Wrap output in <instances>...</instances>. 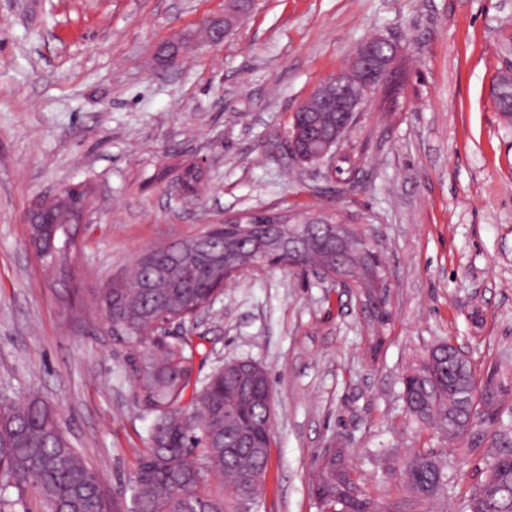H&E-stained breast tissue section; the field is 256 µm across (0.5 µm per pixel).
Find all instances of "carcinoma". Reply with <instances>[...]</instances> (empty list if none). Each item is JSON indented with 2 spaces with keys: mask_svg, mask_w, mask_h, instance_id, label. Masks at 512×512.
Masks as SVG:
<instances>
[{
  "mask_svg": "<svg viewBox=\"0 0 512 512\" xmlns=\"http://www.w3.org/2000/svg\"><path fill=\"white\" fill-rule=\"evenodd\" d=\"M510 71L511 64L496 78L493 97L500 114L512 121L501 97L509 90ZM181 181L186 194L194 195L203 181L200 168L184 167ZM325 230L300 219L220 224L198 250L191 239L150 250L136 260L132 274L96 289L95 309L111 319L113 344L136 351L135 398L153 418L133 475L131 512H226L228 502H242L241 488L254 497L262 490L272 438L263 395L267 374L256 375L260 365L251 360L229 362L193 389L194 412L186 414L182 400L194 375L196 346L184 337L153 335L157 323L184 322L212 304L216 264L278 261L286 268L299 254L310 265L343 273L361 296L378 303L370 331L379 335L388 321V289L380 265L369 258L374 248L352 224L341 246L324 241ZM412 371L403 379V400L418 422L446 431L474 421L472 368L452 345L430 348ZM491 467L495 479L481 482L466 512H495L483 506L486 500L512 506V453L495 456ZM213 474L223 478L221 494L210 488ZM401 475L417 504L446 488L445 468L431 453L408 457ZM313 488L321 512H381L362 494L339 449L325 452ZM30 501L37 510L27 507ZM0 512H111L100 475L63 434L56 411L32 395L12 400L0 413Z\"/></svg>",
  "mask_w": 512,
  "mask_h": 512,
  "instance_id": "cac0c4a2",
  "label": "carcinoma"
}]
</instances>
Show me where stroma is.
<instances>
[{"label":"stroma","mask_w":512,"mask_h":512,"mask_svg":"<svg viewBox=\"0 0 512 512\" xmlns=\"http://www.w3.org/2000/svg\"><path fill=\"white\" fill-rule=\"evenodd\" d=\"M226 0H0V399L34 394L123 512L152 419L92 294L147 250L225 216L341 213L381 255L389 289L370 351L357 299L334 280L258 266L173 323L200 351L194 376L252 360L274 393L263 490L248 512H320L312 489L340 448L360 489L402 503L412 453L448 487L431 512H464L490 448L512 450V123L493 82L512 58V0H256L248 23L207 40ZM373 35L399 46L398 96L379 90L342 147L358 175L288 153L294 109ZM207 177L194 198L185 161ZM91 191L60 285L27 247L35 198ZM449 342L472 364L479 417L462 439L417 423L401 379Z\"/></svg>","instance_id":"stroma-1"}]
</instances>
